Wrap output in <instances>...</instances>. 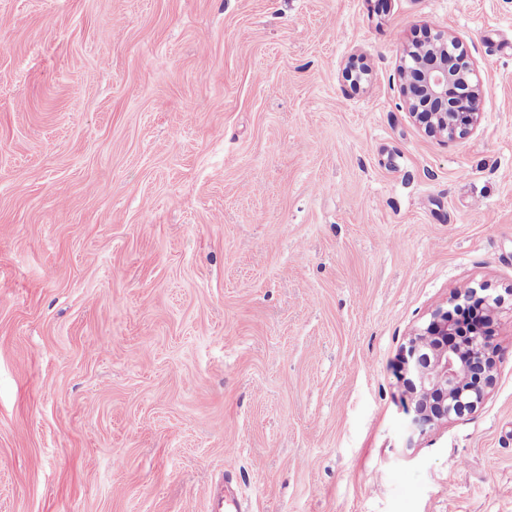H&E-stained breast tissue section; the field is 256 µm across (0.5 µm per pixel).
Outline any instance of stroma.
<instances>
[{"instance_id": "stroma-1", "label": "stroma", "mask_w": 512, "mask_h": 512, "mask_svg": "<svg viewBox=\"0 0 512 512\" xmlns=\"http://www.w3.org/2000/svg\"><path fill=\"white\" fill-rule=\"evenodd\" d=\"M441 31L463 139L401 93ZM469 288L495 384L414 434ZM228 460L249 512H512V0H0V512H209ZM465 52L460 36L441 32L431 45L403 52L400 66L409 75L405 102L429 136L464 138L479 123L481 80L474 61L468 60ZM448 55L460 58L458 66H452ZM462 85L468 86L469 94L456 89ZM492 303L475 289L457 292L448 300L451 308L437 307L428 323L409 335L400 356V373L407 387L411 425L420 434L476 409L494 385L490 324L497 298ZM465 309L481 311L487 320L466 329L460 322ZM448 336H453L452 342L448 343Z\"/></svg>"}]
</instances>
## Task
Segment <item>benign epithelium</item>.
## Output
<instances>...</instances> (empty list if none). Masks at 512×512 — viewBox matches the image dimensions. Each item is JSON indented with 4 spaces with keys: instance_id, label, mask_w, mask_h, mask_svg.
<instances>
[{
    "instance_id": "obj_1",
    "label": "benign epithelium",
    "mask_w": 512,
    "mask_h": 512,
    "mask_svg": "<svg viewBox=\"0 0 512 512\" xmlns=\"http://www.w3.org/2000/svg\"><path fill=\"white\" fill-rule=\"evenodd\" d=\"M401 69L409 75L406 105L426 134L454 140L477 127L481 80L460 36L440 32L431 45L404 50ZM448 304L409 335L400 356L407 411L421 434L476 409L495 382L490 336L498 300L468 289Z\"/></svg>"
}]
</instances>
